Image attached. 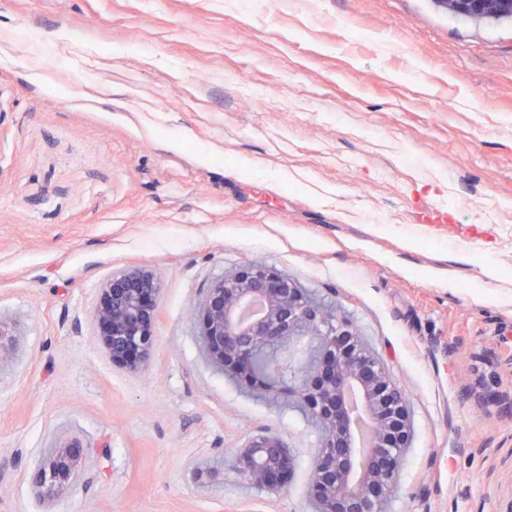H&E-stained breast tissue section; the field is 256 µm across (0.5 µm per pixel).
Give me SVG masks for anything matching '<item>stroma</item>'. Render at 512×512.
<instances>
[{"instance_id":"1","label":"stroma","mask_w":512,"mask_h":512,"mask_svg":"<svg viewBox=\"0 0 512 512\" xmlns=\"http://www.w3.org/2000/svg\"><path fill=\"white\" fill-rule=\"evenodd\" d=\"M254 261L406 389L387 512H512V414L477 400L512 396V22L443 0H0V512H43L29 475L65 435L88 455L56 512H311L318 428L199 336L211 282ZM129 266L164 283L137 373L92 319ZM262 434L295 458L283 488L236 468Z\"/></svg>"}]
</instances>
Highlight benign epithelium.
<instances>
[{
    "mask_svg": "<svg viewBox=\"0 0 512 512\" xmlns=\"http://www.w3.org/2000/svg\"><path fill=\"white\" fill-rule=\"evenodd\" d=\"M455 4L472 14L512 13V0ZM162 291L161 280L141 267L126 268L101 285L93 320L106 353L132 372L154 348ZM197 316L211 365L253 394L300 400L318 424L320 450L308 480L312 512H384L413 432L407 393L384 361L294 281L263 263L215 278ZM301 339L310 344L309 356L288 378L257 367L259 355H285ZM86 457L75 436H63L48 449L31 477L45 512H53L55 495ZM236 465L248 484L277 489L293 472L294 458L280 438L260 435L244 446Z\"/></svg>",
    "mask_w": 512,
    "mask_h": 512,
    "instance_id": "obj_1",
    "label": "benign epithelium"
}]
</instances>
